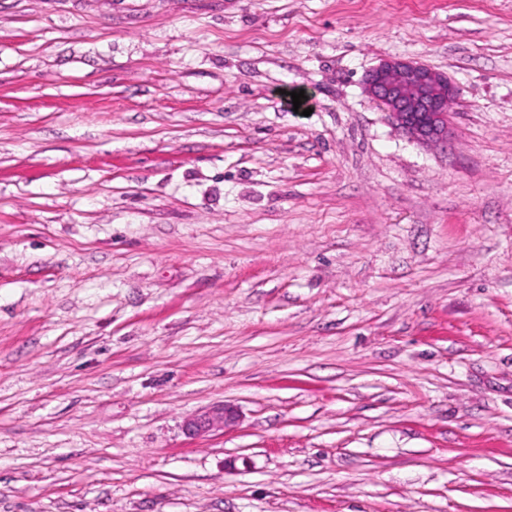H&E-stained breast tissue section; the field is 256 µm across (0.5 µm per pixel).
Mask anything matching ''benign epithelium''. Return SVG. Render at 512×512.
Returning <instances> with one entry per match:
<instances>
[{"mask_svg":"<svg viewBox=\"0 0 512 512\" xmlns=\"http://www.w3.org/2000/svg\"><path fill=\"white\" fill-rule=\"evenodd\" d=\"M364 89L411 141L426 146L448 142V107L459 89L445 73L413 59L388 57L366 74ZM236 418L232 406L217 405L188 418L184 430L200 436Z\"/></svg>","mask_w":512,"mask_h":512,"instance_id":"1","label":"benign epithelium"}]
</instances>
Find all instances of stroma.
Masks as SVG:
<instances>
[{"mask_svg":"<svg viewBox=\"0 0 512 512\" xmlns=\"http://www.w3.org/2000/svg\"><path fill=\"white\" fill-rule=\"evenodd\" d=\"M0 512H512V0H0ZM364 89L411 141L448 142V107L459 89L445 73L413 59L388 57L366 74ZM237 416L236 410L228 404L213 406L188 418L184 423V430L189 436H200L214 429L224 428L235 422Z\"/></svg>","mask_w":512,"mask_h":512,"instance_id":"stroma-1","label":"stroma"}]
</instances>
